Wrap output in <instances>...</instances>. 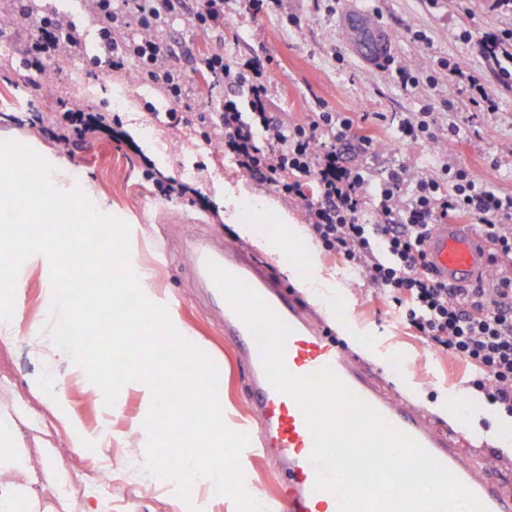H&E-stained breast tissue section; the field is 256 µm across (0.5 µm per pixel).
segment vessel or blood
Listing matches in <instances>:
<instances>
[{
    "instance_id": "1",
    "label": "vessel or blood",
    "mask_w": 512,
    "mask_h": 512,
    "mask_svg": "<svg viewBox=\"0 0 512 512\" xmlns=\"http://www.w3.org/2000/svg\"><path fill=\"white\" fill-rule=\"evenodd\" d=\"M425 247L435 278L454 288L481 284L500 265L491 242L473 224L433 225ZM182 251L210 295L218 293L206 269L211 260L257 291L291 327L284 357L289 372L307 375L331 367L388 424L408 433L455 474L487 512H512V468L482 460L476 451L464 448L456 433L437 427L417 408L376 386L372 372L327 326L311 323L302 307L274 284L267 271L242 259L240 245L217 247L190 237L184 240ZM221 309L224 334L232 339L247 368L246 405L259 417L251 436L254 451L269 456L285 474L272 501V512H338L337 496L314 488L316 468L310 459L313 438L298 404L270 385L258 343L229 304H222Z\"/></svg>"
}]
</instances>
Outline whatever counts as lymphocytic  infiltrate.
<instances>
[{
	"mask_svg": "<svg viewBox=\"0 0 512 512\" xmlns=\"http://www.w3.org/2000/svg\"><path fill=\"white\" fill-rule=\"evenodd\" d=\"M35 2L20 0L0 25L1 34L13 33L29 67L40 71L60 58L83 55L84 35L71 18L38 10ZM83 2L99 27L100 57L108 70L136 61L137 81L159 86L182 104L183 75L170 65L159 33L182 16L185 0ZM202 65L219 84L242 89L247 103L243 111L225 104L208 141L285 200L302 203L321 248L391 299L426 346L461 358L470 369V386L512 416V280L451 288L432 277L425 252L432 225L472 218L493 240L496 255L512 260V194L492 190L449 163L435 176L392 169L369 179L355 159L375 153L377 143L360 133L354 116L314 112L284 127L268 110L270 79L253 61L228 62L214 54ZM57 124L54 138L66 147L108 129V113L67 101Z\"/></svg>",
	"mask_w": 512,
	"mask_h": 512,
	"instance_id": "1",
	"label": "lymphocytic infiltrate"
}]
</instances>
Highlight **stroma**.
<instances>
[{
	"mask_svg": "<svg viewBox=\"0 0 512 512\" xmlns=\"http://www.w3.org/2000/svg\"><path fill=\"white\" fill-rule=\"evenodd\" d=\"M50 7L71 13L86 35L84 56L53 63L58 72L52 92L24 85L28 69L14 54L9 42L0 41V137L20 141L43 158L65 161L69 183L87 184L104 211L130 227L131 257L151 274L156 304L175 313L182 335L204 350L215 363L218 386L229 428L248 427L255 417L244 402L247 386L245 365L211 321L210 301L180 251L189 235L218 242L244 243L250 256L268 263L279 280L287 275L276 258L253 243L243 242L237 228L236 203L255 198L266 206V218L257 224L259 235L283 233L276 224L278 213H288L295 225H304L301 206L282 200L269 185L252 179L224 154L206 150L199 111H218L237 91L206 83L202 58L215 53L226 58L243 57L263 64L272 73L269 110L286 125L303 122L308 113L326 107L337 112L367 113L365 127L384 145L373 168L403 167L418 174L437 173L447 161L468 168L492 189L512 192V83L496 79L495 66L482 51L484 34L512 29V13L501 11L495 0H281L277 11L252 14L243 0H224V19L217 29L201 34L188 26L187 17L171 22L163 38L171 62L185 75L183 94L188 109L173 106L159 87L139 83L134 66L107 76L113 89L126 91L127 107L112 104L110 92L95 96L73 85V67L90 70L98 52L96 24L87 22L77 0H48ZM369 10L386 28L390 56L399 63H415L432 70L438 58H452L480 74L495 91L499 109L473 111L465 85L439 76L429 90L439 128L450 124L465 127L459 140L437 138L428 143L396 140L392 119L400 112L417 111V94L403 91L378 61L356 54L342 33V20L352 10ZM425 33L427 42L416 40ZM87 101L109 109L110 130L62 151L49 127L62 100ZM138 124L153 146L145 152L126 132ZM313 257L325 279L334 283L332 300L346 305L350 316L337 318L335 311L314 305L304 292L295 297L313 318L338 333L351 351L370 366L384 367L386 382L409 402L433 416L439 426L449 425L438 408L458 417L455 432L475 449L492 443L495 432L512 443V417L496 411L468 384L469 369L457 357L426 348L403 320L393 302L351 277L335 256L314 248ZM43 363L22 344L0 341V411H8L13 429L30 440L29 417L38 418L44 429L45 447L67 440L68 425L88 437L89 445L111 449L113 481L109 491L93 487L83 473L86 456L71 455L74 482L81 484L83 499L96 507L102 494L112 499V512H188L189 505L203 512H236L228 497L191 493V503L175 497L174 487L160 484L140 471L137 461L146 455L148 413L142 394L124 386L113 405L82 381L71 378L53 383L50 397L60 400L65 419H57L47 404L29 388L31 379L44 375Z\"/></svg>",
	"mask_w": 512,
	"mask_h": 512,
	"instance_id": "stroma-1",
	"label": "stroma"
}]
</instances>
